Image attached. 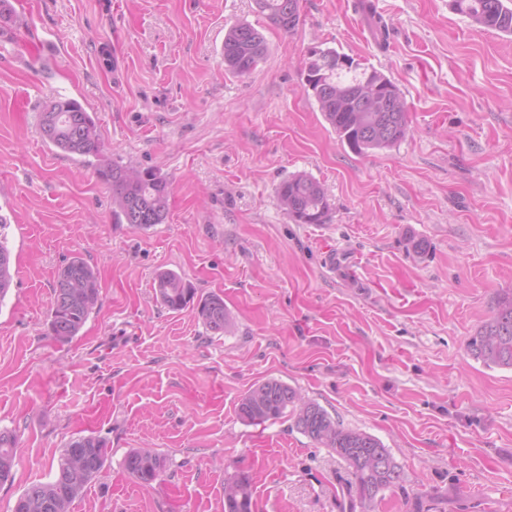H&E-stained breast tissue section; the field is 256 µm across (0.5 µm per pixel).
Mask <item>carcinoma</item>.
Segmentation results:
<instances>
[{
    "label": "carcinoma",
    "instance_id": "carcinoma-1",
    "mask_svg": "<svg viewBox=\"0 0 512 512\" xmlns=\"http://www.w3.org/2000/svg\"><path fill=\"white\" fill-rule=\"evenodd\" d=\"M256 11L284 31L299 22L298 0H255ZM451 8L476 26L512 36V0H451ZM263 34L249 23L232 25L224 35L222 57L226 71L235 75L252 73L267 57ZM306 91L312 92L319 111L337 136L357 154L389 149L408 134L407 104L399 88L384 74L356 62L333 47L315 46L308 52ZM44 141L62 153L99 160V178L112 189V203L118 218L140 229L165 223L169 214V187L152 169H136L104 159L95 113L78 100L57 97L45 105L40 118ZM277 199L297 224H325L332 211L322 185L305 174L284 179ZM8 220L0 215V303L14 278L11 251L4 229ZM156 298L173 311L192 309L207 329L224 332L232 318L224 298L197 291L173 270L155 277ZM98 274L83 258L72 257L57 273L49 319L53 338L66 343L77 336L98 304ZM469 354L487 368L512 369V290L500 294L492 315L467 342ZM290 413L295 427L313 442L333 449L351 469L353 486L360 501L371 507L377 496L403 482L400 467L384 444L366 432L347 428L333 419L319 404L303 400L295 389L276 379L252 388L240 401L238 415L246 423H262ZM16 436L0 429V485L13 478ZM81 456L87 479L96 477L109 460L106 441L94 436L71 439L51 469V480L35 483L16 498L12 512H71L82 488L68 484L67 459ZM126 472L142 486L158 479L165 460L145 449H132L123 459ZM224 512H252L251 483L237 474L225 482Z\"/></svg>",
    "mask_w": 512,
    "mask_h": 512
}]
</instances>
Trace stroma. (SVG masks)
Returning <instances> with one entry per match:
<instances>
[{
	"mask_svg": "<svg viewBox=\"0 0 512 512\" xmlns=\"http://www.w3.org/2000/svg\"><path fill=\"white\" fill-rule=\"evenodd\" d=\"M0 16V214L16 282L0 302V427L15 429L11 512L75 436L111 456L72 512H224L247 475L252 512H366L348 465L293 418L248 424L238 405L276 378L388 448L404 475L374 512H512V370L467 342L512 289V37L473 27L450 0H299L293 31L254 0H8ZM237 22L269 47L224 70ZM337 48L389 77L410 133L361 156L307 94L305 61ZM37 89L40 106L17 101ZM95 112L108 154L169 183L165 223L119 222L96 165L46 144L40 107ZM321 183L325 224H296L276 189ZM427 244L415 253L411 240ZM100 301L78 336L48 332L52 286L73 256ZM223 297L210 332L162 306L158 270ZM134 448L166 459L144 487Z\"/></svg>",
	"mask_w": 512,
	"mask_h": 512,
	"instance_id": "obj_1",
	"label": "stroma"
}]
</instances>
